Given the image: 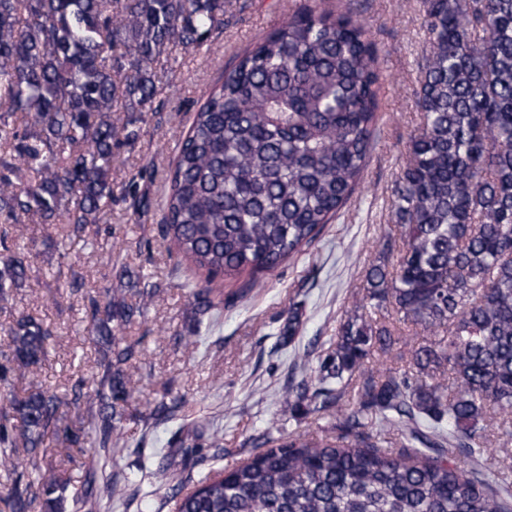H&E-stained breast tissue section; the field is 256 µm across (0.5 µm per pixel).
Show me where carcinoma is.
I'll return each instance as SVG.
<instances>
[{
    "label": "carcinoma",
    "mask_w": 512,
    "mask_h": 512,
    "mask_svg": "<svg viewBox=\"0 0 512 512\" xmlns=\"http://www.w3.org/2000/svg\"><path fill=\"white\" fill-rule=\"evenodd\" d=\"M427 51L421 122L396 180L399 237L379 242L364 293L314 376L282 400L296 417L337 408L336 433L269 440L238 467L169 498L173 512H512V464L478 478L456 460L512 440V0H422ZM224 25V0H0V309L25 287L27 217L79 235L112 210V148L158 111L155 64L199 51ZM377 49L351 8L306 5L239 56L194 112L164 188L159 232L202 276L197 325L224 310L221 280L241 293L297 258L348 207L377 121ZM145 170L125 194L135 213ZM88 297L99 358L90 387L62 396L14 382L48 361L53 331L20 315L0 350V501L9 512H65L66 474L91 488L123 438L135 398L126 365L156 289ZM138 302L131 303L128 295ZM392 309L411 336L369 309ZM393 364L370 368L378 356ZM85 403L76 426L69 410ZM395 431L399 447L386 435ZM77 453L57 455L46 440ZM104 461L87 459L85 445Z\"/></svg>",
    "instance_id": "cac0c4a2"
}]
</instances>
